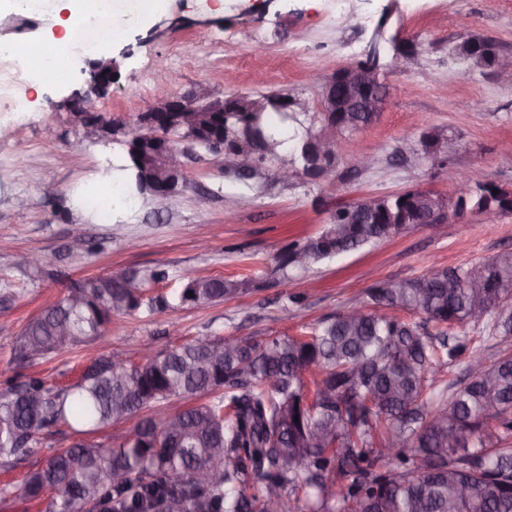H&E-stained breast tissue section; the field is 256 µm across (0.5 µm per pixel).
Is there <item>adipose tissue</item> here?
I'll return each instance as SVG.
<instances>
[{"instance_id":"obj_1","label":"adipose tissue","mask_w":512,"mask_h":512,"mask_svg":"<svg viewBox=\"0 0 512 512\" xmlns=\"http://www.w3.org/2000/svg\"><path fill=\"white\" fill-rule=\"evenodd\" d=\"M161 4L162 0H0L1 8L46 15L64 29L62 37L50 38L36 52L0 39V55L24 56L37 82L49 83L58 80L62 66L87 45H95V57H106L112 41L124 36L127 18L145 20Z\"/></svg>"}]
</instances>
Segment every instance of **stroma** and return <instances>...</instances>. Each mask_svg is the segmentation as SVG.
<instances>
[{"label":"stroma","mask_w":512,"mask_h":512,"mask_svg":"<svg viewBox=\"0 0 512 512\" xmlns=\"http://www.w3.org/2000/svg\"><path fill=\"white\" fill-rule=\"evenodd\" d=\"M328 7L329 0H163L109 47L117 78L104 89L92 83L86 56L73 59L59 82L42 86L23 58L0 59L19 73L9 97L0 98V383L35 375L69 384L98 354L136 363L144 348L159 351L196 336H299L327 316L367 304L373 283L512 251V212L468 209L449 223L412 228L281 281L274 255L319 233L336 205L413 188L453 195L444 172L421 153L424 131L456 138L455 169L478 167L489 181L512 188V70L475 65L459 53L479 39L512 55V0H347L333 26ZM58 32L49 17L0 12V38L19 45L36 49ZM398 48L405 57L393 68ZM374 50L392 94L373 124L344 140L333 185L286 184L269 165L252 187L235 186L224 174L228 161L202 154L187 161L186 183L167 200L137 202L107 223L81 206L80 193L107 182L121 148L106 131L74 124V102H89L104 123L135 128L162 65L177 95L201 83L221 98L284 91L306 98L316 112L318 79ZM361 154L374 158L363 171L354 167ZM78 235L97 240L99 249L71 251ZM20 251L46 261L38 270L17 267ZM158 269L165 280H151ZM131 270L148 277L139 311L113 318L104 336L50 359L24 367L11 362L26 323L71 283ZM189 276L249 277L256 286L213 304L149 311V300L172 296ZM292 294L301 295V304L289 303ZM73 439L48 437L26 460L0 466V486H20Z\"/></svg>","instance_id":"obj_1"}]
</instances>
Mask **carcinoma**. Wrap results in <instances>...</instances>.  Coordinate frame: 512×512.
<instances>
[{
	"instance_id": "cac0c4a2",
	"label": "carcinoma",
	"mask_w": 512,
	"mask_h": 512,
	"mask_svg": "<svg viewBox=\"0 0 512 512\" xmlns=\"http://www.w3.org/2000/svg\"><path fill=\"white\" fill-rule=\"evenodd\" d=\"M467 59L494 66L485 42ZM227 149L254 154V170L292 164L306 174L323 112H286L267 94L244 92L224 112H199ZM339 136L373 122L369 112L337 117ZM293 135H288V128ZM180 130L120 142L125 163L112 183L145 199L163 173L148 162ZM293 147H288L289 141ZM448 136H421L423 154ZM486 182L472 208L512 211L508 193ZM428 191L377 209L339 206L316 236L274 257L283 278L312 263L395 238L435 204ZM253 280L189 277L150 311L211 304L251 290ZM135 271L72 285L24 327L12 348L19 366L92 336L112 317L138 310ZM193 296H188V293ZM373 309L329 316L307 336L197 337L145 356L140 365L91 358L80 379L48 386L35 376L0 385V464L26 456L41 435L89 433L138 418L115 446L76 443L30 471L19 494L46 512H512V353L483 361L467 329L512 336V253L468 267L439 268L375 284ZM401 310L420 317L388 314ZM468 354L470 377L447 384L441 370Z\"/></svg>"
}]
</instances>
